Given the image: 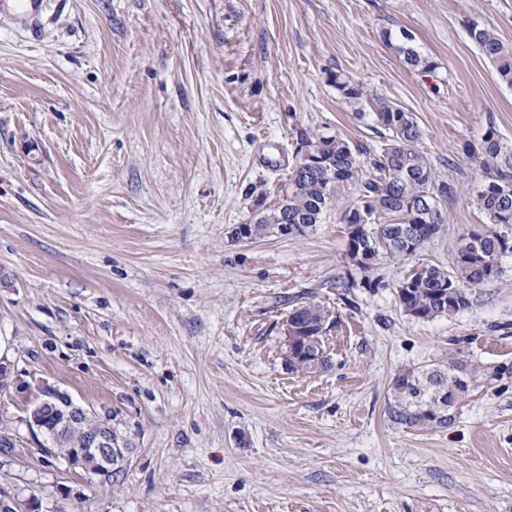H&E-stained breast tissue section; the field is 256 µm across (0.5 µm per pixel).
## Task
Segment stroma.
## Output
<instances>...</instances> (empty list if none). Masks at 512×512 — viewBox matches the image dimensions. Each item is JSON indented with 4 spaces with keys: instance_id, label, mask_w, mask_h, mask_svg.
I'll return each instance as SVG.
<instances>
[{
    "instance_id": "35a3bbf8",
    "label": "stroma",
    "mask_w": 512,
    "mask_h": 512,
    "mask_svg": "<svg viewBox=\"0 0 512 512\" xmlns=\"http://www.w3.org/2000/svg\"><path fill=\"white\" fill-rule=\"evenodd\" d=\"M512 44V0H0V393L9 481L56 512H512V254L472 306L420 320L400 265L362 286L331 208L304 234L233 229L288 191L306 128L380 146L340 73L417 118L462 182L423 261L486 225L463 152L512 143V88L467 24ZM432 58L410 71L382 40ZM310 292L327 369L293 371L283 322ZM461 362L455 421L387 413L402 370ZM112 417L125 460L85 479L23 423L44 387ZM381 36L395 52L402 58L407 68L413 71H431L436 69V62L430 57L425 56L413 43L411 34L400 30L398 35H393L391 31H381Z\"/></svg>"
}]
</instances>
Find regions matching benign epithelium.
Returning a JSON list of instances; mask_svg holds the SVG:
<instances>
[{
	"mask_svg": "<svg viewBox=\"0 0 512 512\" xmlns=\"http://www.w3.org/2000/svg\"><path fill=\"white\" fill-rule=\"evenodd\" d=\"M16 383L14 364L0 357V391ZM26 427L42 437L45 456L63 460L69 467L108 478L112 468L124 459L112 433V418L85 408L56 389L43 391V397L28 410ZM67 449L60 451V446ZM0 512H50L40 496L13 486L0 485Z\"/></svg>",
	"mask_w": 512,
	"mask_h": 512,
	"instance_id": "1",
	"label": "benign epithelium"
}]
</instances>
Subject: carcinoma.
I'll use <instances>...</instances> for the list:
<instances>
[{
  "label": "carcinoma",
  "mask_w": 512,
  "mask_h": 512,
  "mask_svg": "<svg viewBox=\"0 0 512 512\" xmlns=\"http://www.w3.org/2000/svg\"><path fill=\"white\" fill-rule=\"evenodd\" d=\"M467 33L495 66L498 79L512 86V45L485 23L470 22ZM381 36L407 68L436 69V62L418 49L408 32L394 35L383 30ZM332 82L348 103L369 104L370 112L359 116H370L385 142L376 149L338 134L297 130L296 163L287 194L276 207L256 211L246 227L252 240L284 224L299 226L303 234L322 223L339 201V189L351 188L353 197L342 213L343 223L350 228L362 224L366 233L348 237L347 255L353 267L367 274L380 259L410 260L434 241L448 224V201L459 196L461 184L441 173L416 148L421 130L414 113L341 74L332 75ZM463 151L482 177L484 188L477 194V205L488 225L463 239L452 266L416 262L417 270L398 282L400 306L417 319L450 317L470 308V288L501 277L502 270L493 266L512 253V145L490 125L478 145L467 143ZM287 318L300 320L307 328L301 333L303 340L288 350L289 366L301 372L327 367L328 357L320 355V328L333 322L329 310L314 300L297 301ZM471 387L472 381L455 361L405 371L392 381L388 415L408 428L429 427L446 409H457Z\"/></svg>",
  "instance_id": "cac0c4a2"
}]
</instances>
